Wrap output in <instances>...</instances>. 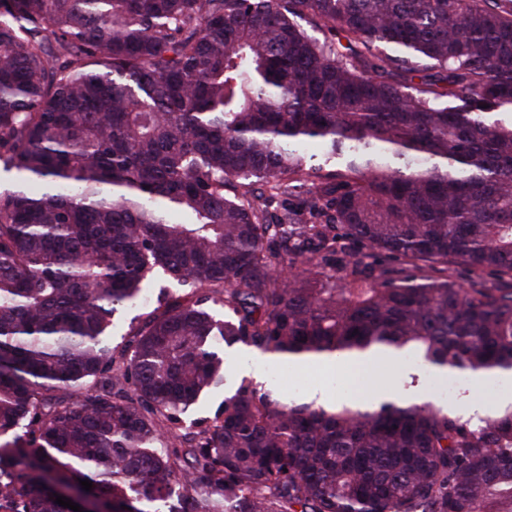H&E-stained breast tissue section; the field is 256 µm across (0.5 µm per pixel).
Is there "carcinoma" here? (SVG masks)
Segmentation results:
<instances>
[{"instance_id": "1", "label": "carcinoma", "mask_w": 512, "mask_h": 512, "mask_svg": "<svg viewBox=\"0 0 512 512\" xmlns=\"http://www.w3.org/2000/svg\"><path fill=\"white\" fill-rule=\"evenodd\" d=\"M1 174L0 512H512V405L182 418L217 337L512 372V0H0Z\"/></svg>"}]
</instances>
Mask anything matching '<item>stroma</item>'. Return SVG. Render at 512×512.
<instances>
[{
  "label": "stroma",
  "instance_id": "35a3bbf8",
  "mask_svg": "<svg viewBox=\"0 0 512 512\" xmlns=\"http://www.w3.org/2000/svg\"><path fill=\"white\" fill-rule=\"evenodd\" d=\"M227 379L204 394L187 414L188 419L213 417L225 397L230 396L245 373L258 376L259 388L283 399H309L314 386H322L331 399L352 397L368 401L371 391L386 382H397L404 390L423 394L427 401L449 412L470 418L474 401H482L484 412L500 408V400L512 393V381L475 388L471 374H463L461 385L449 395H441L439 387L446 378L436 368L412 355L402 356L396 365L374 366L358 370L355 379L343 377L341 368L299 373L289 369L287 362L251 348L236 346L224 352Z\"/></svg>",
  "mask_w": 512,
  "mask_h": 512
}]
</instances>
